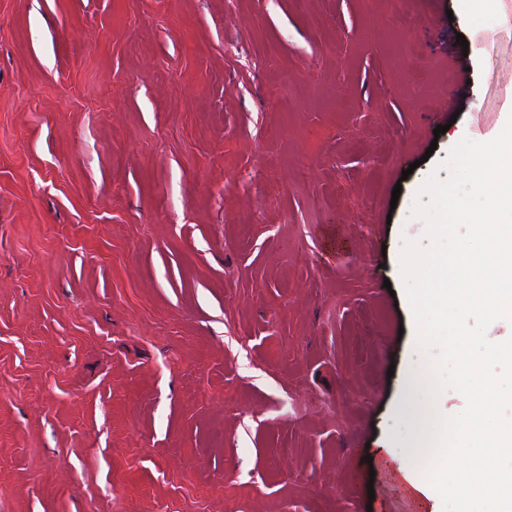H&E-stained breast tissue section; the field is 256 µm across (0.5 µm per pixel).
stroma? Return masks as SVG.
Segmentation results:
<instances>
[{"instance_id": "1", "label": "stroma", "mask_w": 512, "mask_h": 512, "mask_svg": "<svg viewBox=\"0 0 512 512\" xmlns=\"http://www.w3.org/2000/svg\"><path fill=\"white\" fill-rule=\"evenodd\" d=\"M511 117L512 0H0V512H432L399 253Z\"/></svg>"}]
</instances>
